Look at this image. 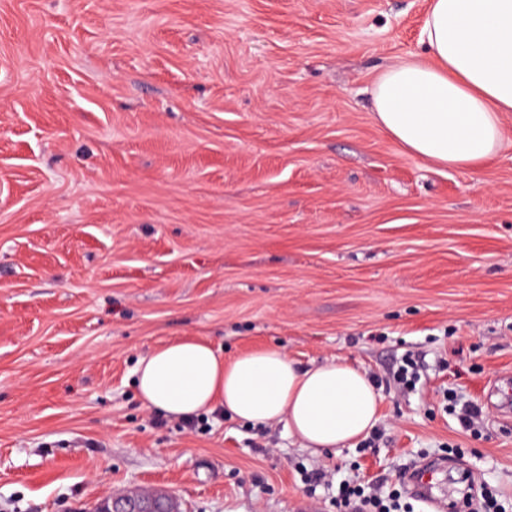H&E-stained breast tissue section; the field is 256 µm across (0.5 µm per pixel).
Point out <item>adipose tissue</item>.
<instances>
[{"instance_id": "1", "label": "adipose tissue", "mask_w": 512, "mask_h": 512, "mask_svg": "<svg viewBox=\"0 0 512 512\" xmlns=\"http://www.w3.org/2000/svg\"><path fill=\"white\" fill-rule=\"evenodd\" d=\"M426 52L378 73L374 117L406 152L472 169L502 144L512 112V0H431ZM144 407L171 419L216 408L255 427L284 424L300 448H342L377 425L381 398L360 369L336 360L301 368L277 347L227 360L203 339L153 348L135 369Z\"/></svg>"}]
</instances>
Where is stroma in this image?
<instances>
[{
    "instance_id": "stroma-1",
    "label": "stroma",
    "mask_w": 512,
    "mask_h": 512,
    "mask_svg": "<svg viewBox=\"0 0 512 512\" xmlns=\"http://www.w3.org/2000/svg\"><path fill=\"white\" fill-rule=\"evenodd\" d=\"M430 0H0V512L136 487L185 512H336L447 461L512 512V112L450 169L378 126L370 87L425 51ZM336 359L382 395L374 444L145 408L140 354ZM421 360L415 387L392 372ZM477 404L462 431L450 402Z\"/></svg>"
}]
</instances>
